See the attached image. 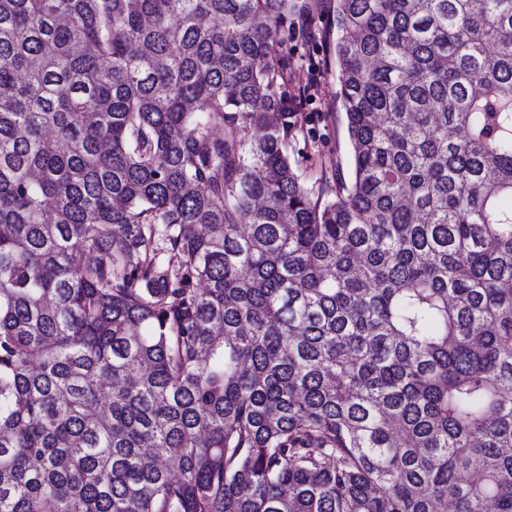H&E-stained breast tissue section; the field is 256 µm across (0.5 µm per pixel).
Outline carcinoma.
Masks as SVG:
<instances>
[{
	"label": "carcinoma",
	"instance_id": "obj_1",
	"mask_svg": "<svg viewBox=\"0 0 512 512\" xmlns=\"http://www.w3.org/2000/svg\"><path fill=\"white\" fill-rule=\"evenodd\" d=\"M293 9L0 0V512H512V0H336L312 185ZM311 11L310 21L316 37L301 42L291 32H282V48L292 57L294 70L291 87L295 95L301 93L312 69L319 72V87L315 96L305 98L300 112L305 114L303 133L291 139L288 154L299 161V173L313 183L336 166L349 173L350 143L345 115L336 98L338 64L335 52L336 0H295ZM317 5V10L313 5Z\"/></svg>",
	"mask_w": 512,
	"mask_h": 512
}]
</instances>
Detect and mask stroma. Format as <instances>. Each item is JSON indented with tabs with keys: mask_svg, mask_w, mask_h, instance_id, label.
Returning <instances> with one entry per match:
<instances>
[{
	"mask_svg": "<svg viewBox=\"0 0 512 512\" xmlns=\"http://www.w3.org/2000/svg\"><path fill=\"white\" fill-rule=\"evenodd\" d=\"M311 7L310 16L295 13L294 21L309 18L316 30L313 40L303 42L292 34L283 37V50L293 59V91H301L311 71L319 73L315 96L304 99L302 133L291 139L288 154L299 163L306 182H314L334 167H347L350 143L345 115L336 97L338 64L335 52L336 0H297Z\"/></svg>",
	"mask_w": 512,
	"mask_h": 512,
	"instance_id": "obj_1",
	"label": "stroma"
}]
</instances>
